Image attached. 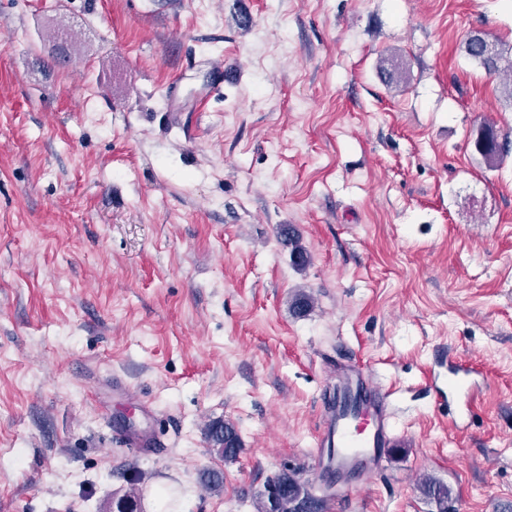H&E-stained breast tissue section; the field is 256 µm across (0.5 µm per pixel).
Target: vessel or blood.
Returning a JSON list of instances; mask_svg holds the SVG:
<instances>
[{"label":"vessel or blood","mask_w":512,"mask_h":512,"mask_svg":"<svg viewBox=\"0 0 512 512\" xmlns=\"http://www.w3.org/2000/svg\"><path fill=\"white\" fill-rule=\"evenodd\" d=\"M216 79L212 93H220L225 84L241 77L238 66L215 62ZM339 388L356 394V402L330 403L324 409L325 425L314 454L318 478L329 482L359 467L379 464L396 445L388 395L371 370L337 366Z\"/></svg>","instance_id":"1"}]
</instances>
